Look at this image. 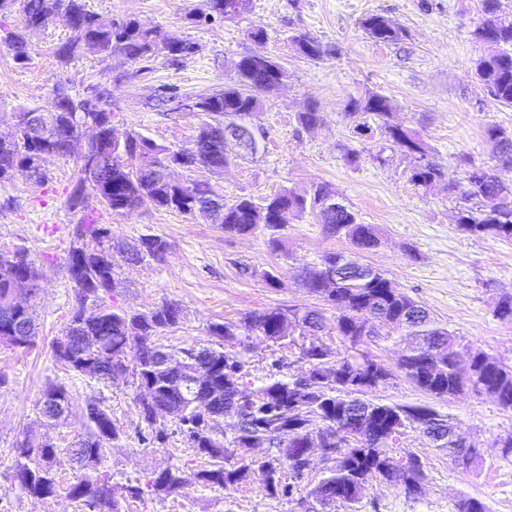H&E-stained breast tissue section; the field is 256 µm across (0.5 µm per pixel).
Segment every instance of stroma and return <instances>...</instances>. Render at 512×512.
Here are the masks:
<instances>
[{"label":"stroma","instance_id":"35a3bbf8","mask_svg":"<svg viewBox=\"0 0 512 512\" xmlns=\"http://www.w3.org/2000/svg\"><path fill=\"white\" fill-rule=\"evenodd\" d=\"M86 3L104 17L161 27L194 50L176 63L162 55L137 64L84 55L64 66L54 51L70 31L58 21L29 33L30 61L22 67L7 47L9 33L20 23L16 2L0 12V133L10 131L20 109L45 106L54 83L61 81L80 97L109 87L115 121L158 144L191 147L206 115L168 111L160 98L171 92L182 100L195 98L237 84L236 62L256 49L247 32L263 27V48L282 66L285 77L264 95L261 110L245 118L264 134L259 153L247 155L230 140L225 150L233 162L223 173L177 168L175 179L204 180L225 199L246 195L259 203L283 190L302 195L314 183L329 184L359 222L379 230L380 243L363 254L364 263L385 272L395 288L425 307L462 346L512 365V322L494 314L497 300L512 294V239L464 232L456 222L458 195L440 186L415 185L413 160L393 145L378 119L367 117L369 130L361 136L346 117L350 98L384 94L392 102L390 123L416 131L428 159L446 177L462 179L471 166L479 165L512 185V165L498 160L494 142L485 135L486 127L494 125L512 136V106L495 100L474 75L476 61L486 52L474 36L485 18L481 0H250L232 22L191 21V14L204 11V0ZM371 14L389 19L398 38L378 43L365 35L360 22ZM298 30L333 46L334 55L316 62L304 59L290 41ZM312 107L322 121L315 128H302L296 115ZM349 147L359 152L356 162L345 158ZM83 150L79 144L72 155L49 159L44 181L19 172L0 183V249L25 246L41 271V287L31 301L37 336L26 348L0 344V512H77L62 496L30 497L14 479L13 464L16 446L37 434L59 448L52 469L62 485L87 478L88 470L73 461L68 448L86 434L80 417L90 401L111 410L117 429L98 474L122 486L143 485L159 468L178 471L184 478L175 494L122 500V512H299L295 501L266 496L257 473L234 490L195 483L194 472L208 462L188 447L179 431L171 427L165 440L143 441L135 379L111 385L74 375L53 361L50 346L67 326L74 305L66 256L72 230L82 222L101 224L116 241L133 242L146 235L166 239L171 248L161 261L129 264L114 254L113 287L102 300L133 312L167 301L179 303L181 322L158 338L177 354L189 347L221 348L210 324L236 323L252 311L300 305L335 318V308L308 293L300 273L318 267L329 252L351 251V244L328 237L310 213L286 224L284 249L275 253L263 232L230 235L208 220L175 211L145 208L117 215L90 194L82 204L70 206ZM267 271L279 272V286H266ZM308 342L305 336L291 344L251 336L245 363L250 379L303 373L298 356ZM403 349L394 338L380 336L369 343V353L392 374L385 386L372 391V399L430 405L451 415L477 444L482 462L471 468L454 462L409 426L392 454L419 458L427 472L422 494L408 497L402 486L377 477L352 506L331 505L323 512H457L458 501L465 497L480 499L487 512H512V453H503L497 444L512 433V409L469 391L445 399L430 396L399 369ZM56 383L70 392L71 415L55 424L44 418L40 402L44 389Z\"/></svg>","mask_w":512,"mask_h":512}]
</instances>
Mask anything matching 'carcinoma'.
Instances as JSON below:
<instances>
[{
    "label": "carcinoma",
    "mask_w": 512,
    "mask_h": 512,
    "mask_svg": "<svg viewBox=\"0 0 512 512\" xmlns=\"http://www.w3.org/2000/svg\"><path fill=\"white\" fill-rule=\"evenodd\" d=\"M19 26L8 36L7 46L13 59L24 64L30 60L27 33L47 28L62 17L71 30L68 39L55 54L63 65L82 55L92 54L102 61L120 57L130 64L157 55L159 45L170 48L173 62L192 52L193 46L174 34L157 27H144L134 19L115 20L88 10L85 0H22ZM249 0H205L206 12L188 19L233 20L248 9ZM486 19L475 31L476 38L486 45L487 52L475 62L479 84L497 101L512 104V19L499 16V0H482ZM361 27L371 39L387 43L398 38V30L381 15H370ZM296 51L309 60H321L333 53L316 37L304 31L291 36ZM260 67L253 59L242 57L236 64L239 83L201 96L194 108L213 117L203 124L194 145L185 149H170L159 145L137 131L114 121L111 92L103 88L88 97L72 96L63 82L52 89L51 100L35 112L23 109L19 117L48 118L43 136L30 139L26 123L21 121L8 135V147L0 143V181L9 179L17 169L27 171L39 181L46 178L45 164L54 157L67 156L71 143L81 134L84 123L99 128L97 141L91 145L99 160V176L88 174L83 159H78V180L70 197L76 204L85 189H90L97 201L118 215H128L151 206L199 216V200L210 197L223 203V211L210 216L212 223L231 235L253 234L258 230L267 235L271 251L283 250L281 231L290 220L306 213L318 212L320 224L330 237L348 240L357 252H368L380 244L378 229L361 224L348 206L326 215L320 202L334 194L323 182L314 185L307 196L290 191L276 193L261 203L249 196L226 201L211 185L203 181L170 182L166 169L180 164L185 169L207 168L215 157L230 166L224 155V121L230 114H250L261 108L260 95L284 77L280 64L271 56ZM346 117L354 129L362 133L368 126L364 116L382 119L385 132L399 149L418 156L411 180L425 188L437 186L442 172L436 165L423 162L426 149L416 132L389 122L391 101L383 94H370L363 99L352 98ZM489 139L497 142L501 157L512 164V137L495 126L487 128ZM446 189L459 193L467 205L459 208L457 223L472 235L493 234L512 239V206L500 198L512 197V185H504L488 171L475 168L466 180L448 181ZM170 249L160 236H143L125 248L127 260L139 262L146 257L160 261ZM10 253L18 260L3 259L0 252V337L12 347H27L37 335L35 323L9 301L14 281L21 277H41L39 268L29 258L27 248L16 246ZM345 258L343 252L324 256L318 269L306 271L303 283L308 292L319 295L335 305V324L327 323L318 310L292 306L288 309H267L250 312L241 323H214L212 335L226 343L246 347L245 340L253 335L280 341L294 336H314L316 340L300 350L301 359L309 366L315 379L307 389L298 388L299 379L269 377L250 388L244 382V360L237 352L211 349L208 369L211 378L196 387L163 370L157 365L162 347L154 337L176 326L182 319L179 304L166 302L144 313L114 309L100 303L101 295L110 292L113 280L112 237L99 224H78L66 259V272L73 284L74 311L62 336L52 343L54 360L69 370L117 385L132 376L138 384L150 386L156 405L166 412L155 418L144 398L138 399L140 415L155 439L166 436L170 423L179 427L196 453L208 458L209 467L194 474L205 487L230 490L245 482L255 467H264L269 479L262 487L268 496L292 495L285 474H302L307 464L302 458L305 440L320 434L328 447L337 450L331 455L332 465L304 497L298 498L303 512H313L309 501L322 506L352 504L358 501L367 480L378 475L388 483L401 484L410 493L409 483L423 484L427 474L421 461L413 456L409 471L393 470L390 448L394 434L379 435L357 425L360 416H375L387 428L418 426L430 420L447 435L441 442L429 441L431 447L458 458L462 449L456 445L454 431L458 423L449 415L428 405L381 403L363 398L386 382L390 373L369 352L363 350L370 341L388 329L408 344L409 354L399 363L404 375L423 391L438 397H448L464 391L496 397L505 409H512V367L483 352H460L456 337L441 326L429 312L410 296L394 288L378 269L368 267V279L352 276L340 279L336 287L320 288L323 277L336 272V264ZM86 321L90 332L99 337L95 348H79L75 337L81 335L79 325ZM349 342L352 353L338 357L319 340L330 332ZM438 346L445 355L438 373L427 368L431 346ZM250 388L251 403H239V389ZM240 404L232 447L238 449L235 461H228V451L221 440L224 408ZM40 406L46 418L59 421L70 412V396L61 384L47 387ZM89 435L77 443L73 456L87 470H94L105 456L106 443L115 436L111 412L103 406L82 415ZM252 448H267L262 458L249 455ZM56 447L36 439H27L17 448L14 478L30 496L49 499L65 495L69 500L92 509V512H121L120 498L127 493L138 498L148 492L167 496L184 483L181 475L159 469L151 473L145 487H119L103 477L83 479L68 487L57 481L50 462Z\"/></svg>",
    "instance_id": "carcinoma-1"
}]
</instances>
